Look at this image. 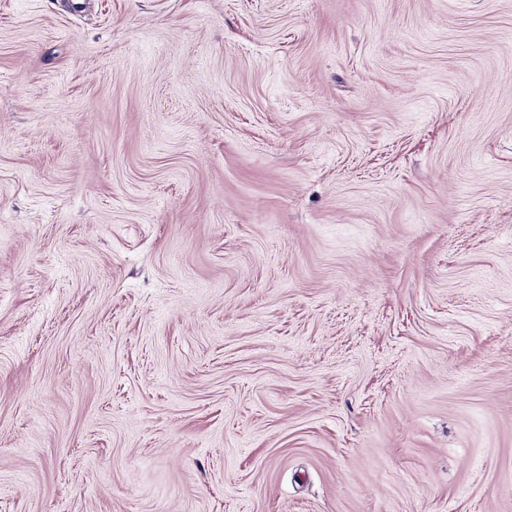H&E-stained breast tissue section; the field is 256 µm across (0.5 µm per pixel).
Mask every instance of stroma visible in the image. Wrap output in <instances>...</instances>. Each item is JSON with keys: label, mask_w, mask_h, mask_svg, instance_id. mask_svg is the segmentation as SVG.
Listing matches in <instances>:
<instances>
[{"label": "stroma", "mask_w": 512, "mask_h": 512, "mask_svg": "<svg viewBox=\"0 0 512 512\" xmlns=\"http://www.w3.org/2000/svg\"><path fill=\"white\" fill-rule=\"evenodd\" d=\"M0 512H512V0H0Z\"/></svg>", "instance_id": "obj_1"}]
</instances>
